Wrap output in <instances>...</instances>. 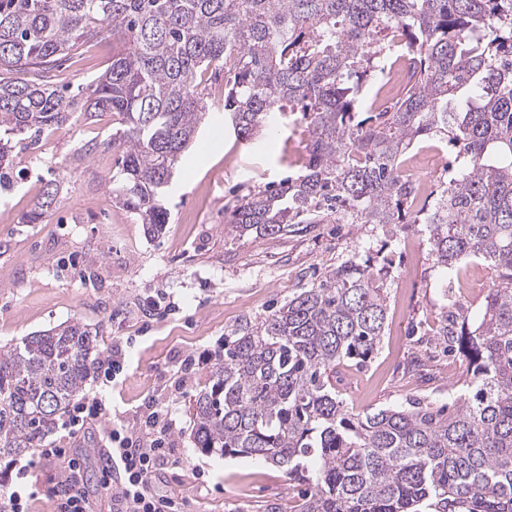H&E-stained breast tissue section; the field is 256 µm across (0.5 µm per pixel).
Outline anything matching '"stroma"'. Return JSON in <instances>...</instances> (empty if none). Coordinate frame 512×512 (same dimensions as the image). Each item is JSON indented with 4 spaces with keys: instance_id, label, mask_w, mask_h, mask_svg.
<instances>
[{
    "instance_id": "35a3bbf8",
    "label": "stroma",
    "mask_w": 512,
    "mask_h": 512,
    "mask_svg": "<svg viewBox=\"0 0 512 512\" xmlns=\"http://www.w3.org/2000/svg\"><path fill=\"white\" fill-rule=\"evenodd\" d=\"M112 47L78 44L53 69L56 85L91 81L109 65ZM112 113L76 114L35 146L14 152L13 186L0 193V346L59 324L80 320L103 355L125 353L111 383L91 375L79 401L97 397L105 414L75 437L53 429L47 443L83 460L91 512H112L101 489L100 437L119 426L138 430L151 411L173 420V455L160 462L152 487L181 502L183 512H292L303 485L255 458L205 455L191 437V396L208 384L211 362L184 367L204 351L221 352L242 321L268 314L328 268L377 246L376 224L328 221L282 236L239 235L224 210L250 191L298 172L310 139L298 112L277 113L274 130L236 142L222 115L208 113L195 145L182 154L165 197L170 221L148 237L138 215L115 200L119 151L84 154L83 145L111 136ZM58 199L42 223L25 217L47 182ZM396 266L387 282L389 311L383 342L368 363L343 372L339 389L360 412L423 398L452 403L451 391L470 372L436 338L448 314V293L430 255L429 229L410 224L392 239ZM413 280L402 285L405 265ZM31 466L35 496L27 512H54L49 490L59 475L55 459L31 451L0 463V482L14 467Z\"/></svg>"
}]
</instances>
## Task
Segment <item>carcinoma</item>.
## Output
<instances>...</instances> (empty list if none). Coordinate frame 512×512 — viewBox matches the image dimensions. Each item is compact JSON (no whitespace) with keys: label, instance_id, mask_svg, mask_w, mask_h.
<instances>
[{"label":"carcinoma","instance_id":"carcinoma-1","mask_svg":"<svg viewBox=\"0 0 512 512\" xmlns=\"http://www.w3.org/2000/svg\"><path fill=\"white\" fill-rule=\"evenodd\" d=\"M90 39L112 43L108 68L74 90L52 85L60 56ZM389 39L407 79L358 121ZM3 70L0 190L14 137L111 112L116 199L160 235L166 188L212 110L206 76L222 74L237 141L287 104L311 135L304 174L224 210L237 232H297L327 211L339 224L427 225L449 285L489 262L479 309L450 301L439 333L472 372L448 412L414 400L360 415L341 398L342 370L383 340L392 260L381 251L239 324L188 409L200 452L259 458L308 484L295 512H512V0H0ZM434 136L462 163L430 208L401 157ZM58 190L48 183L25 222L40 223ZM98 358L78 320L0 349V460L39 447Z\"/></svg>","mask_w":512,"mask_h":512}]
</instances>
